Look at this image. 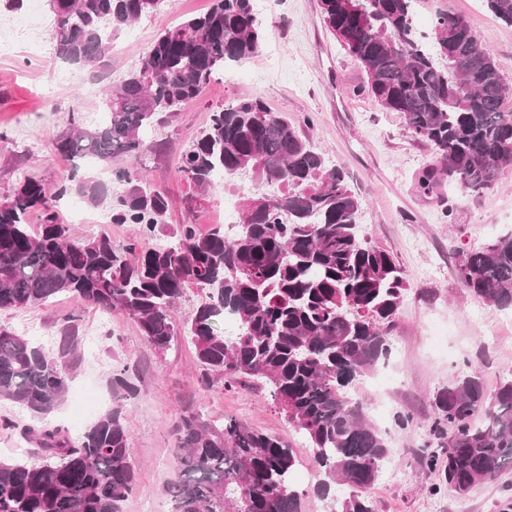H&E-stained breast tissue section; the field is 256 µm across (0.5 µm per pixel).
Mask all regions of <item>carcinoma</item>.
Segmentation results:
<instances>
[{"label":"carcinoma","instance_id":"1","mask_svg":"<svg viewBox=\"0 0 512 512\" xmlns=\"http://www.w3.org/2000/svg\"><path fill=\"white\" fill-rule=\"evenodd\" d=\"M415 0H320L324 24L366 75L365 91L402 115L411 137L430 145L438 165L419 188L443 182L480 192L512 166V111L500 65L467 22L435 13L425 34L413 26ZM512 26V0H484ZM164 0H57L55 51L89 70L112 52V33L157 12ZM263 39L255 0H213L203 14L165 29L138 67L106 95L109 123L77 125L55 149L74 160L112 167L125 186L114 224L137 233L118 247L59 219L55 202L77 192L101 205L100 181L52 189L25 178L0 202V311L71 296L134 319L144 339L165 352L191 337L201 384L224 388L252 380L311 445L324 471L317 494L329 512H376L368 490L393 455L352 388L391 354L404 302L402 268L362 236L361 203L342 170L329 165L311 137L260 98L211 113L179 156L177 171L199 188L217 172L253 174L258 190L242 205L232 233L177 227L151 243L165 222L166 195L144 178L139 159L146 130L198 99L225 67L244 62ZM275 186L268 193L264 186ZM457 279L497 309L512 308V231L482 249L462 251ZM201 297L186 319L175 308L187 290ZM236 330L223 329L224 314ZM77 318L65 320L57 350L46 351L0 325V398L38 419L32 430L42 460H0V512H122L136 488V465L121 411L104 413L80 437L49 416L64 401L76 361ZM433 408L419 462L464 497L512 470V376L493 395L480 371L458 373L430 394ZM483 414L476 423L473 417ZM181 453L169 493L172 512H302L291 485L293 451L279 436L225 417L190 412L175 426Z\"/></svg>","mask_w":512,"mask_h":512}]
</instances>
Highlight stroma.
<instances>
[{"label": "stroma", "mask_w": 512, "mask_h": 512, "mask_svg": "<svg viewBox=\"0 0 512 512\" xmlns=\"http://www.w3.org/2000/svg\"><path fill=\"white\" fill-rule=\"evenodd\" d=\"M32 7L40 19L22 53L0 59V201L24 177L49 186L67 178L72 164L53 143L68 129L71 113H78L87 126L107 123L110 115L101 104L105 88L135 69L161 30L207 11L210 0H164L157 13L114 36L103 72L76 70L74 81L61 87L53 73L67 71V64L57 62L51 70L39 62L54 47V18L45 0H21L13 9L0 2V23ZM439 9L466 19L512 86V27L496 19L484 0H418L416 7L422 20ZM257 15L266 30L257 54L216 75L200 98L145 137L141 163L151 186L169 200L167 222L157 237L169 239L187 222L207 233L223 223L225 201L239 205L256 191L248 174L201 190L177 173L179 154L208 123L211 112L259 96L294 125L313 118L309 133L315 144L330 165L344 171L361 202L363 234L395 256L408 284L388 365L355 388L370 420L386 430L394 450L369 491L376 510L499 512L502 501L512 497V472L457 498L438 487L436 475L418 465L415 454L424 438L422 424L432 413L429 394L436 386L468 364L480 370L490 393L503 375L512 373V323L506 311L472 296L455 275L459 251L480 249L512 230V168L478 194L456 185L439 194H421L418 177L436 165L434 151L413 140L400 113L384 110L361 93L365 74L325 27L319 0H270ZM446 195L455 201L449 214L443 210ZM73 315L80 318L81 363L52 421L76 437L105 412L121 407L137 461L136 490L123 512L148 507L172 512L168 486L178 455L173 428L192 409L207 419L233 416L285 439L299 460L293 481L305 493L303 512H327V501L314 490L324 475L313 463L307 442L274 407L267 390L252 383L229 391L202 389L189 338L177 337L169 351L157 352L126 313L106 314L68 297L49 306L0 312V324L52 351L58 345L57 321ZM120 364L128 367L135 398L124 399L111 387L112 371ZM401 415L411 416V423L398 424ZM9 420L20 426L34 422L30 413L0 399V456L20 446L29 461H39V447L20 444L18 431L5 426Z\"/></svg>", "instance_id": "35a3bbf8"}]
</instances>
